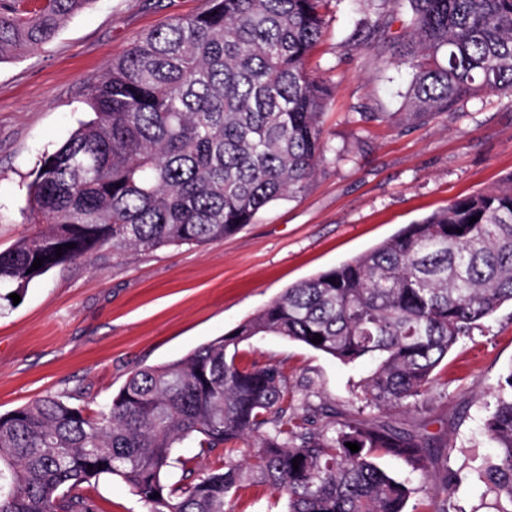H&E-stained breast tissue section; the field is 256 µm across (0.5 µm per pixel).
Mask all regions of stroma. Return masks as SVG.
<instances>
[{"instance_id":"obj_1","label":"stroma","mask_w":512,"mask_h":512,"mask_svg":"<svg viewBox=\"0 0 512 512\" xmlns=\"http://www.w3.org/2000/svg\"><path fill=\"white\" fill-rule=\"evenodd\" d=\"M202 0H96L39 50L0 64V250L36 232L26 220V185L41 155L85 119L91 82L141 35L193 14ZM358 15L350 0L331 13L309 67L334 91L323 117L331 147L305 192L270 204L254 224L203 246L149 253L102 252L33 280L18 304L0 305V413L53 395L96 408L129 374L162 365L230 333L284 289L338 266L449 203L512 177V94L492 93L408 128L398 111L405 70L375 43L352 48ZM243 367L274 365L288 402L357 413L371 365H345L278 336L240 344ZM512 367V307L461 340L433 373L419 409L379 412L382 421L433 437L448 456L408 501L409 512H497L475 471L493 449L483 422ZM461 481L441 492L445 472ZM98 512H147L121 479L103 477Z\"/></svg>"}]
</instances>
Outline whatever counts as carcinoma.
<instances>
[{
	"instance_id": "1",
	"label": "carcinoma",
	"mask_w": 512,
	"mask_h": 512,
	"mask_svg": "<svg viewBox=\"0 0 512 512\" xmlns=\"http://www.w3.org/2000/svg\"><path fill=\"white\" fill-rule=\"evenodd\" d=\"M94 2L0 0V63L50 43ZM358 2L348 45L388 44L387 64L409 77L397 124L512 93V0ZM328 4L205 0L138 38L88 87L92 116L39 162L28 220L40 230L0 252V299L102 250L222 241L304 192L329 151L321 116L331 87L307 69ZM403 6L409 19L395 35ZM506 303L512 178L295 284L185 357L135 370L96 410L46 395L0 414V512H97L90 487L107 475L149 512H232V497L254 484L287 496L288 512H406L413 479H428L447 446L363 415L338 420L319 407L312 415L329 419L320 427L290 415L280 369L239 366L238 346L274 335L344 364L371 359L365 406L400 409L425 400L448 352ZM484 432L495 452L480 481L506 502L498 512H512V370ZM253 434L257 450L237 460L233 445ZM187 440L197 454L175 455ZM381 455L404 459L411 477L384 472ZM211 456L198 473L196 459ZM172 468L181 479L171 484Z\"/></svg>"
}]
</instances>
